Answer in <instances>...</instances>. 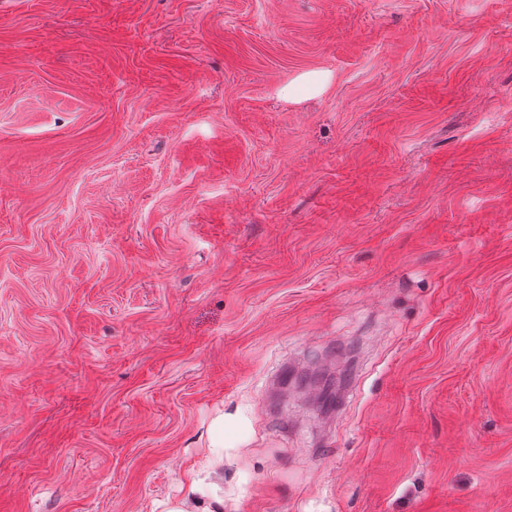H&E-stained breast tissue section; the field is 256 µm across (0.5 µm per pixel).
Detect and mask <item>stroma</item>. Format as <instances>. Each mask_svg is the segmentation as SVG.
<instances>
[{
  "mask_svg": "<svg viewBox=\"0 0 512 512\" xmlns=\"http://www.w3.org/2000/svg\"><path fill=\"white\" fill-rule=\"evenodd\" d=\"M219 417L224 512H512V0H0V512ZM329 82V75L324 71H308L297 76L291 83L281 90L285 99L296 98L297 94H318L322 92Z\"/></svg>",
  "mask_w": 512,
  "mask_h": 512,
  "instance_id": "35a3bbf8",
  "label": "stroma"
}]
</instances>
